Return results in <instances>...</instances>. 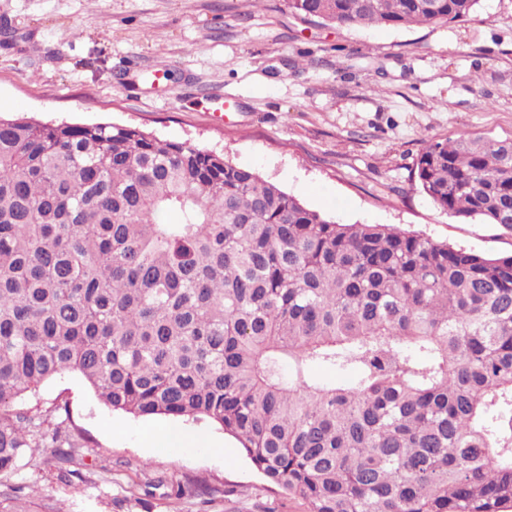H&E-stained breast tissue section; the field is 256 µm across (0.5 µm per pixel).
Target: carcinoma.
Instances as JSON below:
<instances>
[{
    "mask_svg": "<svg viewBox=\"0 0 512 512\" xmlns=\"http://www.w3.org/2000/svg\"><path fill=\"white\" fill-rule=\"evenodd\" d=\"M287 2L402 27L478 0ZM414 181L512 230V140L428 142ZM69 371L114 411L220 426L307 512L512 504V256L328 220L137 127L0 117V475L39 448L47 468L83 455L67 402L17 405ZM14 492L0 512H37Z\"/></svg>",
    "mask_w": 512,
    "mask_h": 512,
    "instance_id": "carcinoma-1",
    "label": "carcinoma"
}]
</instances>
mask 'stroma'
Here are the masks:
<instances>
[{
    "label": "stroma",
    "mask_w": 512,
    "mask_h": 512,
    "mask_svg": "<svg viewBox=\"0 0 512 512\" xmlns=\"http://www.w3.org/2000/svg\"><path fill=\"white\" fill-rule=\"evenodd\" d=\"M2 23L0 116L137 127L222 154L337 222L512 254V230L450 215L413 179L427 141L512 139V0L395 28L306 20L287 0H0ZM61 399L89 443L80 478L26 463L8 478L41 512H307L209 421L113 411L75 372L23 404ZM151 429L195 441L161 447ZM191 480L208 494L170 499Z\"/></svg>",
    "instance_id": "obj_1"
}]
</instances>
